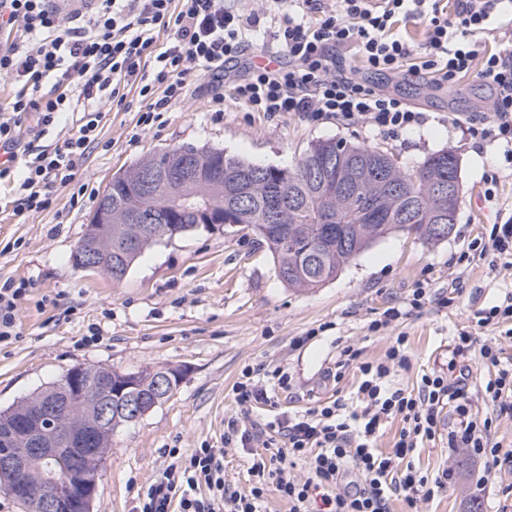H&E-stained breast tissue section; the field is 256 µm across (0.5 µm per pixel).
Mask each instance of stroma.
<instances>
[{
  "mask_svg": "<svg viewBox=\"0 0 512 512\" xmlns=\"http://www.w3.org/2000/svg\"><path fill=\"white\" fill-rule=\"evenodd\" d=\"M424 112L423 126L388 138L335 121H306L296 114L211 110L208 90L196 92L165 115L163 126L141 127L134 111L108 110L102 143L79 171L94 198L70 203V190L54 193L53 206L38 213L0 212V279L25 284L17 326L19 338L0 344V410L38 392L76 365L123 371L179 368L173 395L114 434L98 482L93 512H137L140 499L169 459L170 448H220L224 479L248 492L247 451L224 441V421L238 417L252 427L317 407L328 398L352 400L357 375L341 382L328 372L343 346L365 358L384 355L396 336L407 338L410 365L392 380L416 388L421 374L446 366L448 346L471 328L475 311L512 291V268L486 253L469 259L471 243L492 225L512 217V169L501 146L475 147L453 125L455 114L486 109L492 89L476 74L453 85L427 77L368 78ZM341 139L392 152L402 168L419 166L440 150L459 159L463 203L450 235L427 243L404 233L372 244L335 280L311 290L284 285L267 247L242 227H210L147 248L120 283L83 271L70 259L75 245L114 173L151 154L181 144L208 146L260 165L288 166L318 140ZM497 176L495 204L484 200ZM431 298L388 330L369 323L388 307L408 301L416 288ZM454 297L441 306L436 296ZM317 330L308 338L309 330ZM472 329V328H471ZM272 380L284 369L288 390L272 389V401L249 412L237 407L232 387L244 369ZM417 467L429 475L450 468L455 478L438 496L420 503L421 512H466L477 463L449 452L445 440L417 449Z\"/></svg>",
  "mask_w": 512,
  "mask_h": 512,
  "instance_id": "stroma-1",
  "label": "stroma"
}]
</instances>
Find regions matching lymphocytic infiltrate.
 <instances>
[{"mask_svg": "<svg viewBox=\"0 0 512 512\" xmlns=\"http://www.w3.org/2000/svg\"><path fill=\"white\" fill-rule=\"evenodd\" d=\"M439 2L339 0L331 9L325 0H265L262 13L245 15L229 0H92L64 16L49 0H0V28L21 36L0 45V74L19 85L9 111L0 113V184L10 185L17 213L49 209L55 187L70 190L71 202H78L88 190L78 173L100 141L102 104L120 111L139 106V123L147 126L187 102L205 78L228 83L229 96L215 99L221 109L232 102L249 112H295L315 123L332 118L379 135L424 123L423 112L341 68L344 51L371 73H425L446 85L481 60L479 76L494 89L490 109L459 127L475 143L498 142L512 159V54L486 50L490 36L512 33L506 0H455L450 12ZM401 20L425 21V40L395 33ZM272 47L287 63L254 64L245 77H233L246 53L262 57ZM62 126L70 130L64 142L46 144ZM449 352L447 367L422 375L410 391L390 383L394 369L409 363L404 337L376 360L344 346L332 378L358 370L357 410L334 400L269 421V436L249 468L252 486L243 495L224 482L223 449H169L171 462L139 512H264L271 491L289 512H389L396 494L415 512L452 478L448 470L428 478L412 462L417 448L443 432L449 450L466 451L482 464L473 486L481 495L493 468L512 463V451L494 441L487 413L491 406L512 407V357L495 345L475 347L466 330ZM474 353L491 373L475 392L464 366ZM447 406L455 421L445 429ZM391 419L402 427L385 451L377 438ZM300 458L308 463L304 479L292 471Z\"/></svg>", "mask_w": 512, "mask_h": 512, "instance_id": "1", "label": "lymphocytic infiltrate"}]
</instances>
